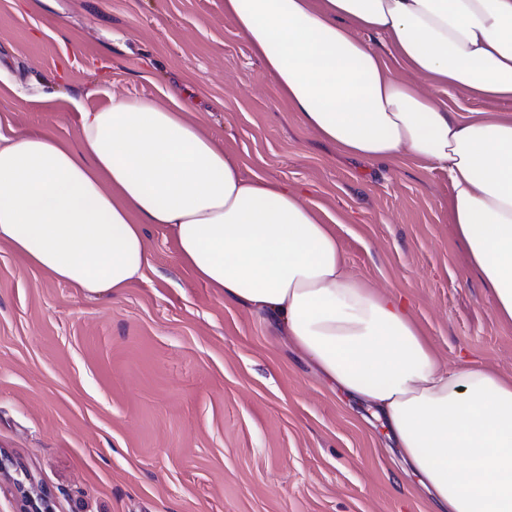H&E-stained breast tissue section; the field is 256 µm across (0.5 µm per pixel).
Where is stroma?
<instances>
[{
  "label": "stroma",
  "instance_id": "35a3bbf8",
  "mask_svg": "<svg viewBox=\"0 0 512 512\" xmlns=\"http://www.w3.org/2000/svg\"><path fill=\"white\" fill-rule=\"evenodd\" d=\"M185 92L245 174L341 217L350 268L403 295L440 361L512 373V326L466 267L448 177L337 155L296 119L224 0H0V135L79 144L113 95ZM118 293L54 280L0 243V512H431L386 428L261 313L225 302L148 227Z\"/></svg>",
  "mask_w": 512,
  "mask_h": 512
}]
</instances>
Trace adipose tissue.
I'll return each instance as SVG.
<instances>
[{
	"mask_svg": "<svg viewBox=\"0 0 512 512\" xmlns=\"http://www.w3.org/2000/svg\"><path fill=\"white\" fill-rule=\"evenodd\" d=\"M224 15L318 140L447 174L448 220L512 325V113L442 97L512 102V0H224ZM186 112L116 96L81 111L78 148L0 137V242L98 294L143 276L145 229L163 227L198 281L374 408L433 512H512V374L443 366L410 308L350 270L326 208L246 176ZM442 97L448 101L449 108L454 112H460L466 114V112L477 111V110H500V111H512V103H498L490 104L481 101H474L468 99L464 94L456 91H451L448 95L443 93Z\"/></svg>",
	"mask_w": 512,
	"mask_h": 512,
	"instance_id": "1",
	"label": "adipose tissue"
}]
</instances>
